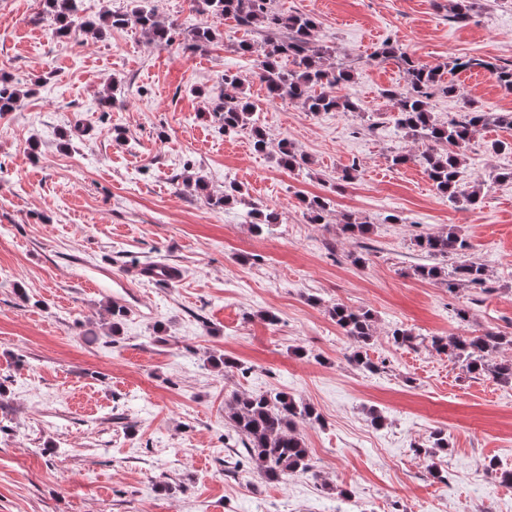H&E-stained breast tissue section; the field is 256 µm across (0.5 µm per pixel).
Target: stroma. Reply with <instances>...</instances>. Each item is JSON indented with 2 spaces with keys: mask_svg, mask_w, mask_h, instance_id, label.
I'll list each match as a JSON object with an SVG mask.
<instances>
[{
  "mask_svg": "<svg viewBox=\"0 0 512 512\" xmlns=\"http://www.w3.org/2000/svg\"><path fill=\"white\" fill-rule=\"evenodd\" d=\"M277 5L315 18L361 111L270 99L235 50L264 29L197 14L191 0L147 6L182 33L222 32L203 50L159 48L134 28L60 38L41 0H0V73L25 93L0 115V512H512V484L487 469L512 460V384L465 374L428 342L512 332V182L493 179L512 153L490 148L512 129L475 135L459 180L482 182L481 202L450 204L410 160L419 141L394 124L401 66L371 58L390 40L431 66L461 55L512 64V0H482L464 23L449 21L448 0ZM227 71L270 144L291 142L307 171L255 152L249 132L224 134L212 101ZM453 78L461 94L433 98L438 121L469 101L512 112V92L486 71ZM228 181L241 201L210 206ZM315 195L330 201L328 223L306 214ZM272 209L278 223L253 226L250 212ZM346 213L372 224L364 240L343 234ZM449 227L485 265L489 292L452 294L416 275L427 261L416 236ZM153 261L177 278H138ZM337 302L371 312L375 371L351 361L328 312ZM397 328L423 344L394 343ZM222 356L230 366H215ZM266 391L321 417L298 427L310 471L279 483L240 461L227 417L233 395ZM439 428L449 448L437 479L423 450Z\"/></svg>",
  "mask_w": 512,
  "mask_h": 512,
  "instance_id": "1",
  "label": "stroma"
}]
</instances>
